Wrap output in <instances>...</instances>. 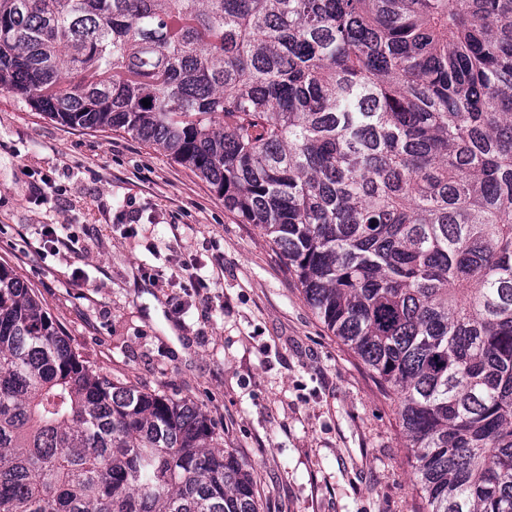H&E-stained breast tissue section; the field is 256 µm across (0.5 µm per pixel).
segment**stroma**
<instances>
[{"label": "stroma", "instance_id": "1", "mask_svg": "<svg viewBox=\"0 0 512 512\" xmlns=\"http://www.w3.org/2000/svg\"><path fill=\"white\" fill-rule=\"evenodd\" d=\"M45 181L49 207L33 198ZM40 224L74 250H35ZM0 261L100 373L194 400L251 467L260 512H418L393 398L279 250L155 146L0 89ZM194 267L206 287H185Z\"/></svg>", "mask_w": 512, "mask_h": 512}]
</instances>
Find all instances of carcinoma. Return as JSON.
<instances>
[{"label":"carcinoma","instance_id":"obj_1","mask_svg":"<svg viewBox=\"0 0 512 512\" xmlns=\"http://www.w3.org/2000/svg\"><path fill=\"white\" fill-rule=\"evenodd\" d=\"M0 89L209 183L396 396L421 512H512V0H0ZM0 512L260 510L0 262Z\"/></svg>","mask_w":512,"mask_h":512}]
</instances>
